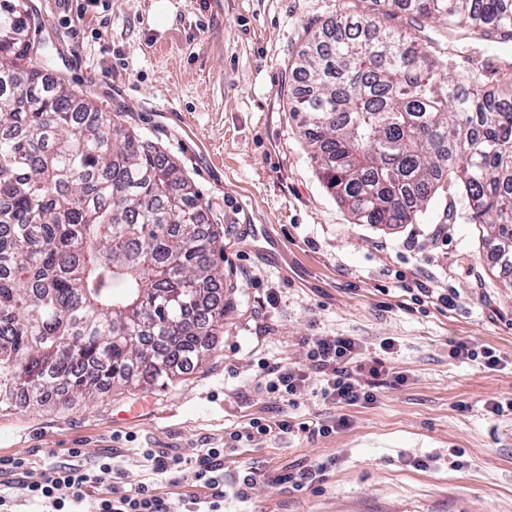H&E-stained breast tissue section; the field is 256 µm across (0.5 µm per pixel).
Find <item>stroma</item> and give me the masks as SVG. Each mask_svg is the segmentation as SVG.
I'll list each match as a JSON object with an SVG mask.
<instances>
[{"instance_id": "stroma-1", "label": "stroma", "mask_w": 512, "mask_h": 512, "mask_svg": "<svg viewBox=\"0 0 512 512\" xmlns=\"http://www.w3.org/2000/svg\"><path fill=\"white\" fill-rule=\"evenodd\" d=\"M31 0L56 51L49 71L90 91L175 156L222 231L224 332L202 368L174 386L116 389L91 403L0 409V456L43 465L108 460L126 486L153 479L146 448L189 454L222 447L251 418L297 422L346 416L325 438L258 437L224 458L232 479L261 476L224 512H512V273L498 274L464 200L440 188L419 223H355L326 191L288 111L290 64L308 29L345 0ZM512 64V42L459 45L453 74ZM458 218L449 222L447 211ZM280 241L275 258L255 230ZM447 303H440L438 295ZM351 336L403 384L374 403L324 400L307 358L311 339ZM495 349L494 370L455 358V343ZM307 370L294 402L265 390L267 370ZM431 459L430 468L416 467ZM325 464L317 488L268 478Z\"/></svg>"}]
</instances>
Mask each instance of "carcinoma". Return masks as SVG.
Returning <instances> with one entry per match:
<instances>
[{"instance_id":"cac0c4a2","label":"carcinoma","mask_w":512,"mask_h":512,"mask_svg":"<svg viewBox=\"0 0 512 512\" xmlns=\"http://www.w3.org/2000/svg\"><path fill=\"white\" fill-rule=\"evenodd\" d=\"M345 3L294 62L289 96L326 188L357 224H415L445 181L512 269V80L448 75V48L387 20H436L459 40L512 39V0ZM30 0H0V408L169 385L224 331L206 225L175 159L47 77Z\"/></svg>"}]
</instances>
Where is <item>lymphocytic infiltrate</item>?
<instances>
[{"mask_svg":"<svg viewBox=\"0 0 512 512\" xmlns=\"http://www.w3.org/2000/svg\"><path fill=\"white\" fill-rule=\"evenodd\" d=\"M311 369L322 374L323 396L335 404L357 406L373 403L376 391L386 383H401V373L389 372L379 359H365L361 347L348 336L313 340L308 351ZM345 417L312 423L294 422L288 417L269 421L252 418L236 431L234 442L253 441L254 437H276L298 433L309 438L326 437L346 427ZM69 462L53 463L36 470L22 458L0 457V512H15L17 502H24L26 512H171V506L159 496L155 477H167L193 487L205 488V496L190 495L181 501V512H224L226 495L247 497L259 470L248 468L232 488L224 486V451L203 448L185 458L169 448L147 449L153 480L134 487L115 482L101 488V472L111 471V464L94 469L79 464L81 449H69Z\"/></svg>","mask_w":512,"mask_h":512,"instance_id":"obj_1","label":"lymphocytic infiltrate"}]
</instances>
